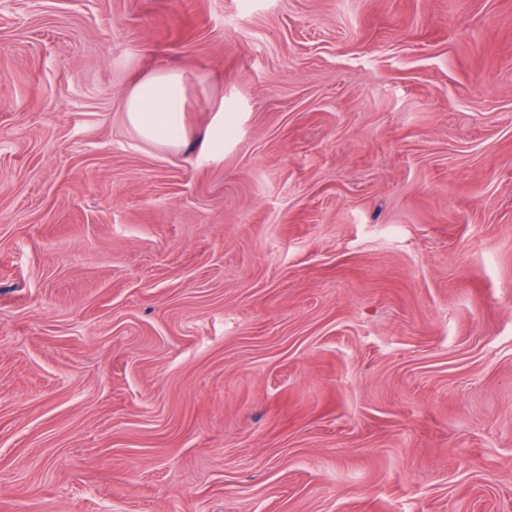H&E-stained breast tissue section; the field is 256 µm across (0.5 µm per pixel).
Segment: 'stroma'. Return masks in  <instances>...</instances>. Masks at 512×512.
Wrapping results in <instances>:
<instances>
[{"label": "stroma", "instance_id": "obj_1", "mask_svg": "<svg viewBox=\"0 0 512 512\" xmlns=\"http://www.w3.org/2000/svg\"><path fill=\"white\" fill-rule=\"evenodd\" d=\"M0 512H512V0H0ZM183 79L179 75L161 74L142 80L126 105V117L140 135L164 144L184 139ZM223 109H220L210 127L206 131L201 150L202 152L210 157H216L224 151V113Z\"/></svg>", "mask_w": 512, "mask_h": 512}]
</instances>
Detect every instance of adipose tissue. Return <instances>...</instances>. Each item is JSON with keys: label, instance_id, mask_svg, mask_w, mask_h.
Masks as SVG:
<instances>
[{"label": "adipose tissue", "instance_id": "ef3b65f1", "mask_svg": "<svg viewBox=\"0 0 512 512\" xmlns=\"http://www.w3.org/2000/svg\"><path fill=\"white\" fill-rule=\"evenodd\" d=\"M184 88L181 76L154 75L142 80L126 105V117L140 135L164 144L183 140Z\"/></svg>", "mask_w": 512, "mask_h": 512}]
</instances>
